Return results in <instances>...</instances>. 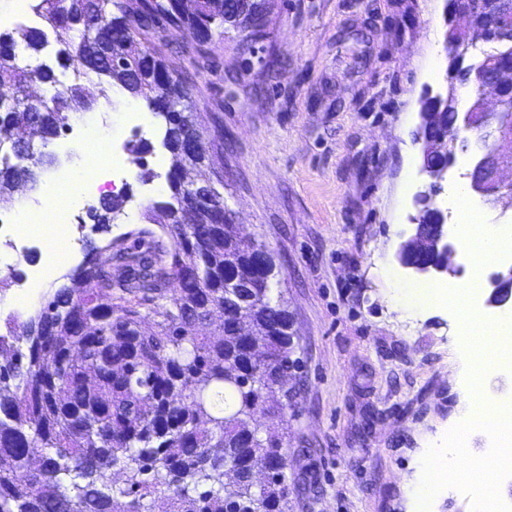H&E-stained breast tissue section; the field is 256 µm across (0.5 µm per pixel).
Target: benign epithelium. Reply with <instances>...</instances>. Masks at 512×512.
<instances>
[{
	"instance_id": "7a95c632",
	"label": "benign epithelium",
	"mask_w": 512,
	"mask_h": 512,
	"mask_svg": "<svg viewBox=\"0 0 512 512\" xmlns=\"http://www.w3.org/2000/svg\"><path fill=\"white\" fill-rule=\"evenodd\" d=\"M462 17L466 26L462 31L479 33L500 28L512 22V0H458L455 4L445 7L446 24L443 47L448 57L447 78L448 90L446 98L456 95V77L464 72L467 83L477 99V112H456L447 128L435 134L431 132L432 119L428 112L421 111V123L418 127L416 140L423 143L422 171L427 173L433 182L429 190L416 197L420 205L427 198H433L442 192V181L448 169H439L433 163V157L445 148L459 147L467 149L468 138L461 132L475 133L488 142V148L475 156L472 166L463 174L470 192L481 197L485 202L492 203L506 192L512 191V184L503 181L505 170L504 151L498 146L502 141H512V99L500 94V89L512 87V69L483 61L472 64V45L453 39V33L459 29L455 19ZM213 186L194 184L186 189L182 207L191 209L199 206V202L212 194ZM414 233L400 245L398 259L400 263L418 273H427L433 265L421 260L409 258L421 244L429 239L435 241L436 247L448 255L455 253L446 228V219L439 224H422L416 217L412 218ZM493 291L512 296V269L508 272H497L490 276Z\"/></svg>"
}]
</instances>
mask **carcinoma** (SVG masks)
I'll return each mask as SVG.
<instances>
[{
  "mask_svg": "<svg viewBox=\"0 0 512 512\" xmlns=\"http://www.w3.org/2000/svg\"><path fill=\"white\" fill-rule=\"evenodd\" d=\"M50 32L26 31L25 48L38 51L48 37L62 46L61 66L77 80L103 78L144 101L163 117L171 136L193 124L192 111L177 103L185 95L157 52L141 46L160 21L184 24L203 43L224 25V0H199L187 12L181 0H143L132 17L124 0H41ZM479 61L512 66V27L489 34ZM16 40L0 36V97L13 98L0 120V144L23 139L12 119L42 123L49 140L70 116L93 108L76 97L55 72L15 62ZM440 130L458 111L457 100L424 102ZM184 146L171 141L166 174L171 200L146 215L171 241L164 245L147 227L109 240L102 250L111 264L90 255L74 274L88 285L64 287L22 324L14 319L0 333V512H151L162 499L166 512H285L287 459L278 435H243L261 412L284 409L279 380L295 367L288 310L273 296L269 268L254 264L249 246L233 225L219 224L213 206L200 223L180 214L184 194ZM146 168L150 146L129 147ZM36 182L28 168L0 167V192L12 181ZM249 284L226 288L224 278ZM114 291L116 303H101L89 280ZM177 293L168 296L170 283ZM255 308L261 335L250 343L236 334L235 293ZM211 307L224 309L212 334L198 332ZM158 316L160 322L149 317ZM126 471L124 485L105 482L103 462Z\"/></svg>",
  "mask_w": 512,
  "mask_h": 512,
  "instance_id": "obj_1",
  "label": "carcinoma"
}]
</instances>
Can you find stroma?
I'll use <instances>...</instances> for the list:
<instances>
[{
	"label": "stroma",
	"mask_w": 512,
	"mask_h": 512,
	"mask_svg": "<svg viewBox=\"0 0 512 512\" xmlns=\"http://www.w3.org/2000/svg\"><path fill=\"white\" fill-rule=\"evenodd\" d=\"M445 0H270L260 37L243 49L225 27L198 45L164 23L151 38L190 96L216 183L239 236L265 246L294 334L297 366L280 417L292 512H407L403 479L426 441L441 442L472 398L458 383V316L393 311L391 282L472 283L476 313L494 315L488 271L456 239L453 274L419 276L396 252L429 183L416 141L425 95L445 93ZM114 93L84 118L103 137L152 145L169 159L165 124ZM118 223L84 224L85 246L143 227L169 200L167 182L128 165Z\"/></svg>",
	"instance_id": "35a3bbf8"
}]
</instances>
